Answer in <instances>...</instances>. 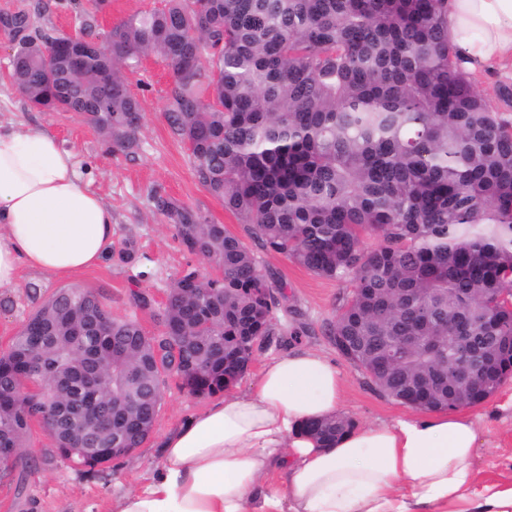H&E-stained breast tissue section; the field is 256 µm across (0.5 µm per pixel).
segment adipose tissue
<instances>
[{
	"mask_svg": "<svg viewBox=\"0 0 512 512\" xmlns=\"http://www.w3.org/2000/svg\"><path fill=\"white\" fill-rule=\"evenodd\" d=\"M447 20L465 70L512 67V0H447ZM115 234L73 152L0 124V292L24 267L53 279L98 266ZM342 400L341 373L321 352L273 357L246 391L166 433L159 467L113 494L108 512H512V485L472 486L476 418L428 411L318 447L302 425L337 415Z\"/></svg>",
	"mask_w": 512,
	"mask_h": 512,
	"instance_id": "1",
	"label": "adipose tissue"
}]
</instances>
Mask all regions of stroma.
I'll return each mask as SVG.
<instances>
[{
    "mask_svg": "<svg viewBox=\"0 0 512 512\" xmlns=\"http://www.w3.org/2000/svg\"><path fill=\"white\" fill-rule=\"evenodd\" d=\"M9 52L7 37L0 34V122L47 131L73 150L91 188L111 205L117 232L111 256L99 267L51 281L26 271L19 288L9 296L0 295V352L9 348L42 303L71 285L94 291L114 314L135 316L147 334H160L159 314L174 281L187 266L205 272L212 266L186 249L170 221L154 208L151 194L178 200L232 235H246L243 224L225 210L223 202L197 182L185 145L169 133L163 116L172 81L168 69L152 57L144 69L128 77L144 112L141 146L131 157L112 152L105 138L77 113L30 107L10 82ZM254 254L263 272L283 287L275 315L285 329L257 351L251 375L259 373L262 362L290 348H312L330 357L342 374L341 416L356 425L392 423L411 416L412 408L376 390L333 343L329 330L349 284L316 276L271 251L258 248ZM136 292L150 298V308L134 305ZM208 402V397L182 389L176 375L165 376L150 438L130 455L92 470L62 458L49 434L33 424L12 475L0 479V512H107L113 492L135 487L158 463L161 436ZM467 412L479 419L475 485L512 484V379L493 398L468 407Z\"/></svg>",
    "mask_w": 512,
    "mask_h": 512,
    "instance_id": "stroma-1",
    "label": "stroma"
}]
</instances>
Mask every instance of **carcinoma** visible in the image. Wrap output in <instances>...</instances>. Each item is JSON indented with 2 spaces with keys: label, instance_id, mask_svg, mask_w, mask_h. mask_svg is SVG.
<instances>
[{
  "label": "carcinoma",
  "instance_id": "obj_1",
  "mask_svg": "<svg viewBox=\"0 0 512 512\" xmlns=\"http://www.w3.org/2000/svg\"><path fill=\"white\" fill-rule=\"evenodd\" d=\"M99 32L110 0L77 10L72 41L40 15L0 14L15 48L9 78L33 107L78 112L112 151L140 147L143 106L128 75L159 58L172 76L164 116L185 143L198 182L236 215L261 249L351 290L330 330L370 337L350 361L379 391L416 409L473 406L492 390L448 385L460 360L448 337L492 354L485 380L512 377V123L491 110L448 39L447 0H163ZM88 52L71 70L62 42ZM188 251L224 269L211 280L186 270L149 336L78 285L29 316L0 355V475L11 474L30 423L56 397L78 402L83 356L101 365L99 405H117L109 434L84 455L73 419L54 435L60 455L93 468L127 456L153 431L164 376L196 396L220 393L274 335L278 301L258 260L222 224L153 194ZM379 244L368 250L364 237ZM494 329L483 328L485 320ZM402 336H437L429 356ZM390 352L396 365L377 359ZM44 385L24 401V383ZM350 421L309 423L329 443Z\"/></svg>",
  "mask_w": 512,
  "mask_h": 512
}]
</instances>
